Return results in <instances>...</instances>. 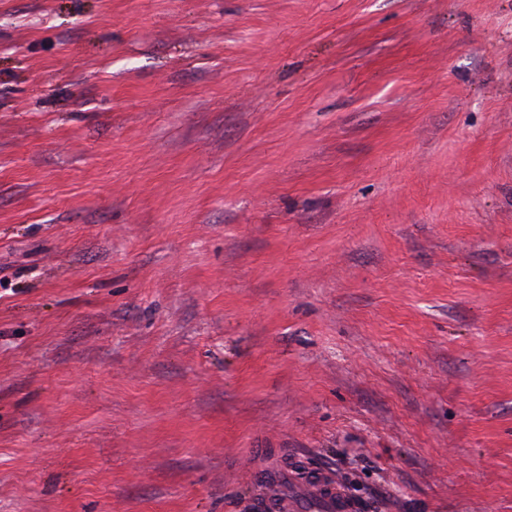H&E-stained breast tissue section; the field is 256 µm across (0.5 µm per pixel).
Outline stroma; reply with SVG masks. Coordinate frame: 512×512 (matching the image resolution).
I'll return each instance as SVG.
<instances>
[{
    "mask_svg": "<svg viewBox=\"0 0 512 512\" xmlns=\"http://www.w3.org/2000/svg\"><path fill=\"white\" fill-rule=\"evenodd\" d=\"M512 512V0H0V512ZM259 509L266 512H297L305 500H316L323 512H342L352 508L343 495L337 481L327 470L317 472L311 481L284 495L274 492L261 494Z\"/></svg>",
    "mask_w": 512,
    "mask_h": 512,
    "instance_id": "1",
    "label": "stroma"
}]
</instances>
